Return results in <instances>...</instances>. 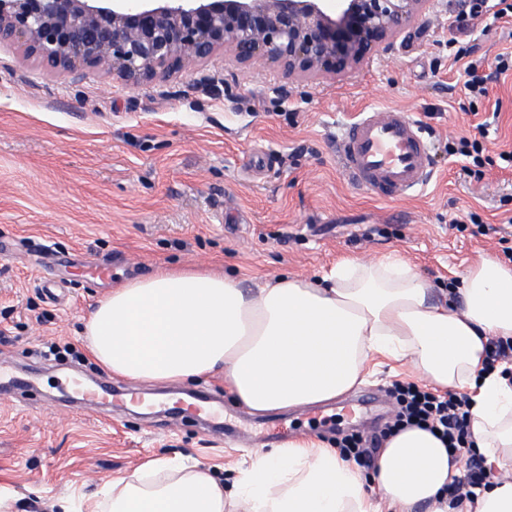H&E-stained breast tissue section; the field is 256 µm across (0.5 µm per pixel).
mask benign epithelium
Listing matches in <instances>:
<instances>
[{
    "label": "benign epithelium",
    "instance_id": "obj_1",
    "mask_svg": "<svg viewBox=\"0 0 512 512\" xmlns=\"http://www.w3.org/2000/svg\"><path fill=\"white\" fill-rule=\"evenodd\" d=\"M429 0H0V47L48 72L130 88L225 52L326 78L387 50Z\"/></svg>",
    "mask_w": 512,
    "mask_h": 512
}]
</instances>
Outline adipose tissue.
I'll use <instances>...</instances> for the list:
<instances>
[{
  "label": "adipose tissue",
  "mask_w": 512,
  "mask_h": 512,
  "mask_svg": "<svg viewBox=\"0 0 512 512\" xmlns=\"http://www.w3.org/2000/svg\"><path fill=\"white\" fill-rule=\"evenodd\" d=\"M455 301L395 254L342 259L310 279L282 275L257 290L207 269L157 267L100 299L84 326L90 355L143 382L220 376L253 414L319 404L364 383L384 356L430 387L469 394L478 452L512 471V364L485 371L489 340L512 341V262L480 256ZM165 461L103 487L111 512H454L460 476L439 436L415 426L389 434L370 477L314 436L242 462L231 483L204 468L159 480Z\"/></svg>",
  "instance_id": "ef3b65f1"
}]
</instances>
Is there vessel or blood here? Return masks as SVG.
<instances>
[{
    "label": "vessel or blood",
    "instance_id": "b4317fda",
    "mask_svg": "<svg viewBox=\"0 0 512 512\" xmlns=\"http://www.w3.org/2000/svg\"><path fill=\"white\" fill-rule=\"evenodd\" d=\"M429 141L417 120L400 111L362 113L336 138V157L348 182L387 200L423 186ZM29 376L0 366V397L32 387Z\"/></svg>",
    "mask_w": 512,
    "mask_h": 512
}]
</instances>
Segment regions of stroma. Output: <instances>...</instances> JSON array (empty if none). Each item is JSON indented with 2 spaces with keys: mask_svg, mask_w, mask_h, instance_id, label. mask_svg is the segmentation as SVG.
Wrapping results in <instances>:
<instances>
[{
  "mask_svg": "<svg viewBox=\"0 0 512 512\" xmlns=\"http://www.w3.org/2000/svg\"><path fill=\"white\" fill-rule=\"evenodd\" d=\"M457 0H432L423 23L387 53L339 77L288 81L261 63L238 69L218 54L169 81L130 89L111 77L50 75L0 49V364L35 367L29 396L0 399V512H108L106 482L134 479L151 460L216 473L296 436L327 444L383 430L382 407L404 367L382 365L336 400L253 415L221 378L140 382L102 366L40 356L44 343L83 348L81 330L112 289L161 265L200 267L255 288L288 273L313 277L349 257L399 254L434 288L480 255L512 259V72L486 98L461 91L465 66L512 53V15L457 27ZM211 86H199L201 76ZM410 113L432 144L415 195L382 200L339 170L336 136L371 109ZM490 121L483 174L462 175L459 139ZM64 289L44 290L41 277ZM109 382L154 398L111 414L65 394V377ZM206 390L220 426L169 411L172 395ZM371 396L363 420L345 409Z\"/></svg>",
  "mask_w": 512,
  "mask_h": 512,
  "instance_id": "1",
  "label": "stroma"
}]
</instances>
